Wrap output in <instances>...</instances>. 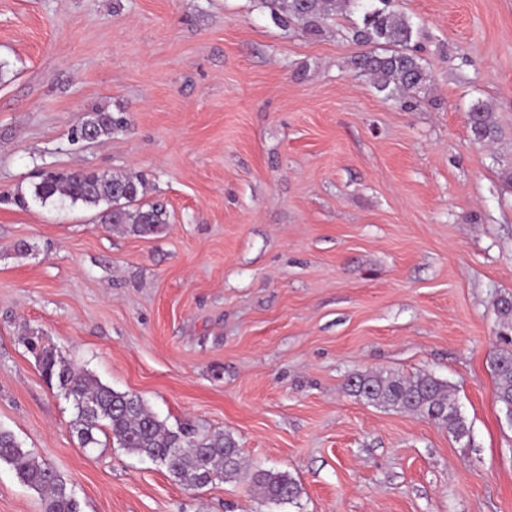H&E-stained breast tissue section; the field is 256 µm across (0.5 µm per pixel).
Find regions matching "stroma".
<instances>
[{
  "instance_id": "35a3bbf8",
  "label": "stroma",
  "mask_w": 512,
  "mask_h": 512,
  "mask_svg": "<svg viewBox=\"0 0 512 512\" xmlns=\"http://www.w3.org/2000/svg\"><path fill=\"white\" fill-rule=\"evenodd\" d=\"M430 75L415 110L352 59L358 11L321 31L261 0H0V427L81 512H512V423L493 359L512 297V0H399ZM487 103L495 140L471 139ZM126 130L77 147L87 113ZM44 168L133 172L170 222L15 202ZM231 435L243 476L189 489L166 466L80 447L24 339ZM448 381L458 442L350 395L348 376ZM288 472L293 503L247 475ZM0 512H41L0 464Z\"/></svg>"
}]
</instances>
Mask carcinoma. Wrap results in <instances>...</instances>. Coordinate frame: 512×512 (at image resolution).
I'll return each mask as SVG.
<instances>
[{
	"label": "carcinoma",
	"mask_w": 512,
	"mask_h": 512,
	"mask_svg": "<svg viewBox=\"0 0 512 512\" xmlns=\"http://www.w3.org/2000/svg\"><path fill=\"white\" fill-rule=\"evenodd\" d=\"M262 4L279 22L296 21L312 31L320 30L345 10L362 11V25L352 29L351 39L368 50L352 60L353 68L370 76L378 92L398 100L405 109L419 106L418 94L429 77L418 55L414 24L394 10L395 0H262ZM467 122L474 140L484 143L497 134L491 109L480 100L471 104ZM127 125L123 112L96 110L72 128L70 141L97 142ZM145 194L146 182L140 175L109 176L82 169L42 173L32 190V198L43 205L68 201L95 209L104 204V223L140 237L158 234L169 223L166 204L146 202ZM27 345L36 355L42 376L72 403L73 426L81 447H97L98 433L107 431L119 447L164 464L190 489L212 483L215 475L231 481L242 473L241 449L232 436L170 428L141 396L116 391L76 370L57 349L41 344L38 336L28 338ZM493 367L497 400L504 414L512 415V351L501 349ZM346 386L352 395L369 404L413 413L457 440L469 436L470 428L451 398L448 384L432 375L354 373ZM0 463L10 466L17 478L39 495L42 512H80L67 482L2 427ZM251 481L270 504L292 503L300 494L299 485L286 472L258 469L251 474Z\"/></svg>",
	"instance_id": "obj_1"
}]
</instances>
